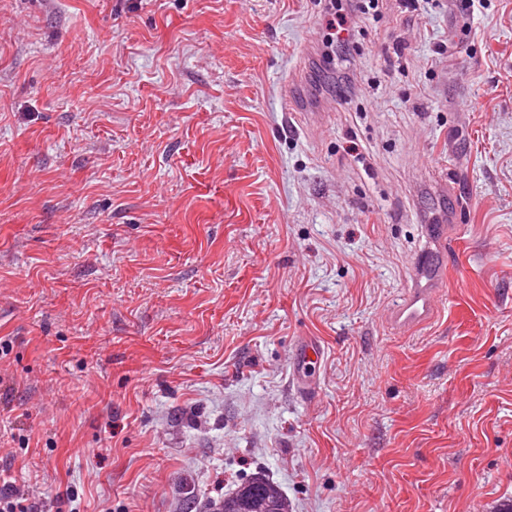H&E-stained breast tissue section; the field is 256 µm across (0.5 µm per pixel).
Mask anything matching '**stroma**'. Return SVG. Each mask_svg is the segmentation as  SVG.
Masks as SVG:
<instances>
[{"mask_svg": "<svg viewBox=\"0 0 512 512\" xmlns=\"http://www.w3.org/2000/svg\"><path fill=\"white\" fill-rule=\"evenodd\" d=\"M353 23L341 67L319 0H0V472L48 512L257 475L291 512H512V0ZM442 276L440 266L421 258L415 283L406 289L402 302L389 317L390 322L406 331L427 321L433 314ZM312 353L317 355L318 348L312 340H305L298 345L294 358V376L300 387L306 391L311 389L308 382L305 381V371L306 367L312 362L310 359Z\"/></svg>", "mask_w": 512, "mask_h": 512, "instance_id": "1", "label": "stroma"}]
</instances>
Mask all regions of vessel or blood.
Returning <instances> with one entry per match:
<instances>
[{
	"instance_id": "1",
	"label": "vessel or blood",
	"mask_w": 512,
	"mask_h": 512,
	"mask_svg": "<svg viewBox=\"0 0 512 512\" xmlns=\"http://www.w3.org/2000/svg\"><path fill=\"white\" fill-rule=\"evenodd\" d=\"M442 276L440 266L420 261L415 283L406 289L400 305L392 311L391 323L406 331L427 321L433 314Z\"/></svg>"
}]
</instances>
